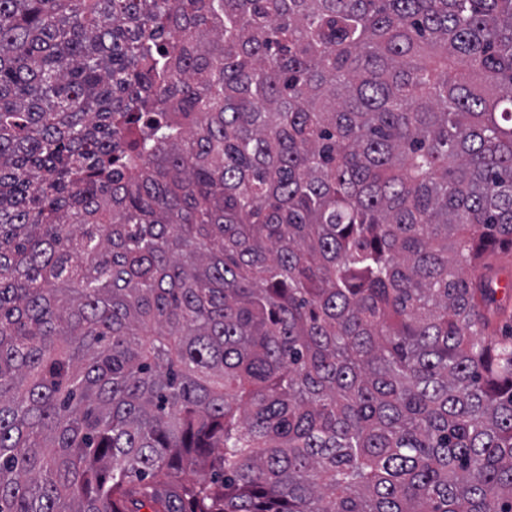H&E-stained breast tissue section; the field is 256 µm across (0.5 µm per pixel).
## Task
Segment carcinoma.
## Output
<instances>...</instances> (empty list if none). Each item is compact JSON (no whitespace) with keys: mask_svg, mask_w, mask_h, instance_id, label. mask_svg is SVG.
Segmentation results:
<instances>
[{"mask_svg":"<svg viewBox=\"0 0 512 512\" xmlns=\"http://www.w3.org/2000/svg\"><path fill=\"white\" fill-rule=\"evenodd\" d=\"M505 246L512 0H0V512H512Z\"/></svg>","mask_w":512,"mask_h":512,"instance_id":"cac0c4a2","label":"carcinoma"}]
</instances>
